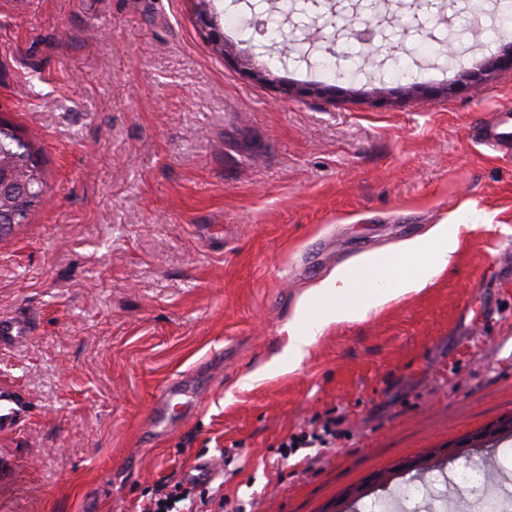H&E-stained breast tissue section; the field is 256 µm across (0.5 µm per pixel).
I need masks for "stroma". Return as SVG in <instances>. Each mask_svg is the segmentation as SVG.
<instances>
[{"label": "stroma", "mask_w": 512, "mask_h": 512, "mask_svg": "<svg viewBox=\"0 0 512 512\" xmlns=\"http://www.w3.org/2000/svg\"><path fill=\"white\" fill-rule=\"evenodd\" d=\"M496 2L477 30L470 0L449 24L442 0H340L378 29L364 46L306 0H210L216 23L245 19L253 66L288 84H315L335 55V96L283 98L225 64L192 0H0V119L46 181L0 238V317L30 325L0 346V385L28 408L0 433L15 464L0 512H142L206 460L223 512H320L389 469L374 512H448L439 492L463 457L423 486L396 466L512 415V158L472 135L512 101V70L448 96L402 91L500 54ZM447 218L466 228L423 291L243 387L283 355L309 288ZM186 373L197 412L147 428ZM330 419L326 447L282 449Z\"/></svg>", "instance_id": "stroma-1"}]
</instances>
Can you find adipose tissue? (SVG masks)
<instances>
[{"mask_svg":"<svg viewBox=\"0 0 512 512\" xmlns=\"http://www.w3.org/2000/svg\"><path fill=\"white\" fill-rule=\"evenodd\" d=\"M458 232L456 224H437L392 253L337 268L311 288L288 324L289 366H299L330 325L363 320L390 301L421 291L447 269L458 247Z\"/></svg>","mask_w":512,"mask_h":512,"instance_id":"adipose-tissue-1","label":"adipose tissue"}]
</instances>
